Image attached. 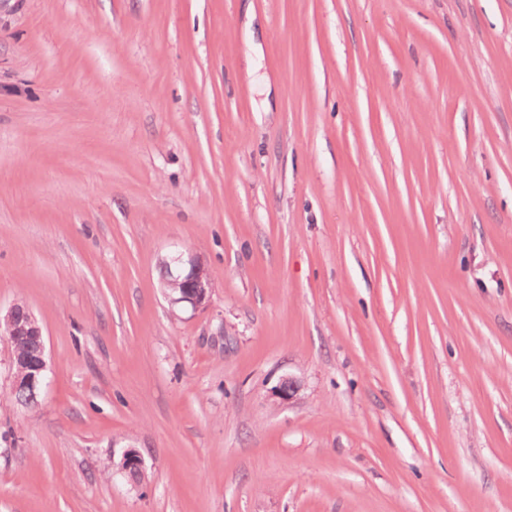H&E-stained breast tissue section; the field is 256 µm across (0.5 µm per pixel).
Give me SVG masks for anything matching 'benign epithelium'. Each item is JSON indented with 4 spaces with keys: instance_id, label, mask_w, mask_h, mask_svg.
I'll return each instance as SVG.
<instances>
[{
    "instance_id": "1",
    "label": "benign epithelium",
    "mask_w": 512,
    "mask_h": 512,
    "mask_svg": "<svg viewBox=\"0 0 512 512\" xmlns=\"http://www.w3.org/2000/svg\"><path fill=\"white\" fill-rule=\"evenodd\" d=\"M166 266H175L176 274L172 282L176 288L167 293L171 305H189L192 310L206 308L211 299L212 286L208 278L202 258L194 252H180L174 256L162 259ZM6 328L8 341L34 339L39 343L38 354L31 357H21L11 353L12 387L42 389L47 378L48 360L43 329L26 304L16 302L7 310H0V328ZM299 390L297 381L287 377L275 389L276 397L283 401L292 400ZM144 472L142 456L135 449L126 450L120 461V472Z\"/></svg>"
}]
</instances>
